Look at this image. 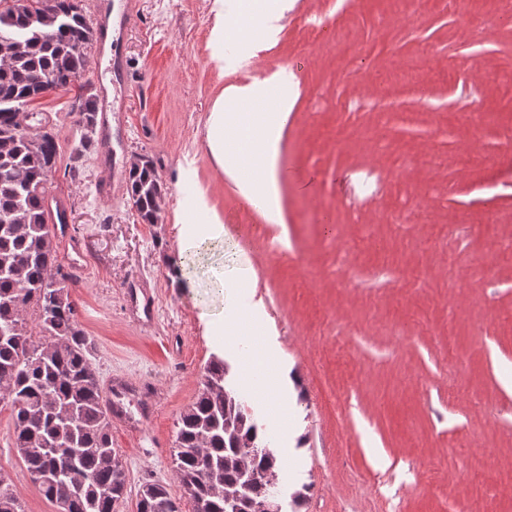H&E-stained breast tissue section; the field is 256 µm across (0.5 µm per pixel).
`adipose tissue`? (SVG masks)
Listing matches in <instances>:
<instances>
[{
	"label": "adipose tissue",
	"mask_w": 512,
	"mask_h": 512,
	"mask_svg": "<svg viewBox=\"0 0 512 512\" xmlns=\"http://www.w3.org/2000/svg\"><path fill=\"white\" fill-rule=\"evenodd\" d=\"M272 88L279 89V96L270 110L260 111V104ZM293 106L291 77L286 68L280 67L262 81L223 91L214 104L207 129L208 147L217 165L235 182L241 196L272 220L278 216L280 134ZM178 207L179 232L188 247L223 243L224 224L204 196L179 201ZM252 282L251 274H237L233 281L237 303L212 316L210 325L214 335L230 336L244 343L247 376L264 401L277 404L279 412L273 424L279 435L286 438L290 435L291 407L281 392L273 356L253 340L256 322L252 316Z\"/></svg>",
	"instance_id": "1"
}]
</instances>
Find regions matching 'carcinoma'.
<instances>
[{"mask_svg":"<svg viewBox=\"0 0 512 512\" xmlns=\"http://www.w3.org/2000/svg\"><path fill=\"white\" fill-rule=\"evenodd\" d=\"M0 0V401L10 406L13 447L42 496L68 512H117L126 475L112 448V420L94 366L96 346L75 319L58 265L49 207L57 133L44 112L27 107L50 90L74 93L81 147L97 126L93 87L81 81L96 31L81 0ZM52 83L42 89L35 79ZM159 181L153 162L134 158L128 194L146 224L155 223ZM228 362L212 357L201 390L178 419L174 462L192 512H258L281 496L282 462L270 449ZM137 512H182L163 485L146 482Z\"/></svg>","mask_w":512,"mask_h":512,"instance_id":"obj_1","label":"carcinoma"}]
</instances>
